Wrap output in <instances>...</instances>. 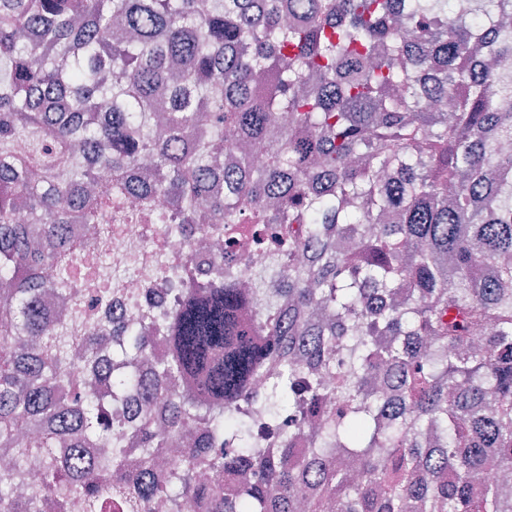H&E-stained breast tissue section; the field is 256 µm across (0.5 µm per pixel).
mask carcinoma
<instances>
[{
    "label": "carcinoma",
    "mask_w": 512,
    "mask_h": 512,
    "mask_svg": "<svg viewBox=\"0 0 512 512\" xmlns=\"http://www.w3.org/2000/svg\"><path fill=\"white\" fill-rule=\"evenodd\" d=\"M448 2L0 0V453L86 512H512V0ZM114 194L224 225L221 270L263 224L267 265L79 340L40 271L71 272L73 224L107 242ZM79 342L106 393L61 373Z\"/></svg>",
    "instance_id": "cac0c4a2"
}]
</instances>
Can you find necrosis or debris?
<instances>
[{"mask_svg":"<svg viewBox=\"0 0 512 512\" xmlns=\"http://www.w3.org/2000/svg\"><path fill=\"white\" fill-rule=\"evenodd\" d=\"M112 204L125 207L128 223L113 225L103 249L96 242L95 225L74 231L72 241L82 262L71 280L86 299H106L112 306L108 322L125 329L148 318L167 316L177 302L168 290L170 279L187 265L199 273L210 270L224 251V234L214 230L205 241H198L196 225L181 223L163 195L148 210L122 204L117 198ZM43 277L47 282L43 305L72 324L76 333L108 323L95 307L71 313L69 296L62 292L56 271L45 269Z\"/></svg>","mask_w":512,"mask_h":512,"instance_id":"obj_1","label":"necrosis or debris"}]
</instances>
